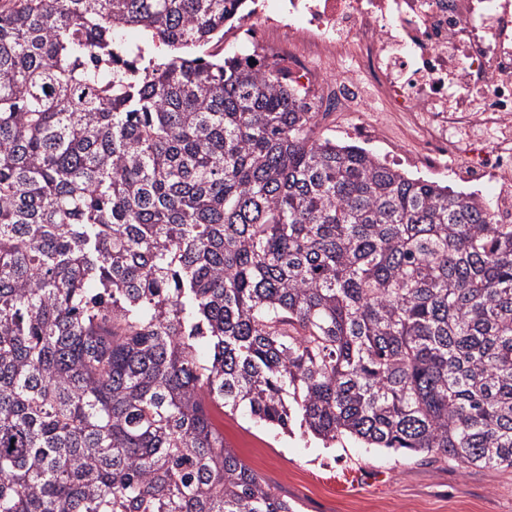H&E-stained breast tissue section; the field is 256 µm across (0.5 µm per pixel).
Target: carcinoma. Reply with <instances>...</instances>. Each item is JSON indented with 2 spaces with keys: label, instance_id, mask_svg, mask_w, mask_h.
Masks as SVG:
<instances>
[{
  "label": "carcinoma",
  "instance_id": "1",
  "mask_svg": "<svg viewBox=\"0 0 512 512\" xmlns=\"http://www.w3.org/2000/svg\"><path fill=\"white\" fill-rule=\"evenodd\" d=\"M243 6L0 0V512H297L225 408L512 470V224L205 53Z\"/></svg>",
  "mask_w": 512,
  "mask_h": 512
}]
</instances>
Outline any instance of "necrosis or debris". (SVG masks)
<instances>
[{
	"mask_svg": "<svg viewBox=\"0 0 512 512\" xmlns=\"http://www.w3.org/2000/svg\"><path fill=\"white\" fill-rule=\"evenodd\" d=\"M241 29L278 47L314 111L410 128L418 173L512 183V0H252Z\"/></svg>",
	"mask_w": 512,
	"mask_h": 512,
	"instance_id": "1",
	"label": "necrosis or debris"
}]
</instances>
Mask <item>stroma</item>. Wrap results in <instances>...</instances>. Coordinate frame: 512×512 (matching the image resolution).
Returning a JSON list of instances; mask_svg holds the SVG:
<instances>
[{
	"label": "stroma",
	"instance_id": "1",
	"mask_svg": "<svg viewBox=\"0 0 512 512\" xmlns=\"http://www.w3.org/2000/svg\"><path fill=\"white\" fill-rule=\"evenodd\" d=\"M225 444L299 512H512V472L460 470L348 441H321L216 415Z\"/></svg>",
	"mask_w": 512,
	"mask_h": 512
}]
</instances>
